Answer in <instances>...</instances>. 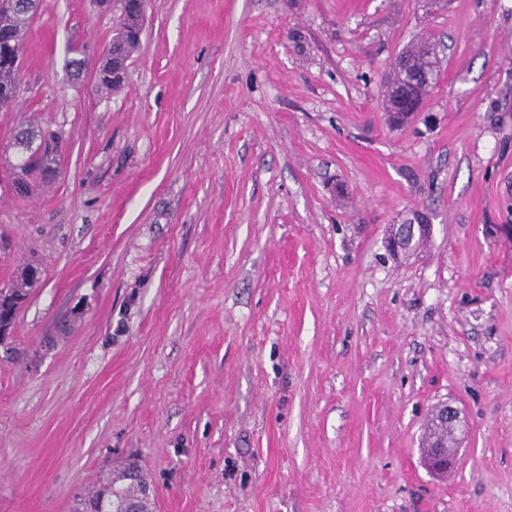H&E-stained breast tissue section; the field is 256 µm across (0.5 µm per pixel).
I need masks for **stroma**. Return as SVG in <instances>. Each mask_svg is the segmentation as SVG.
<instances>
[{"label":"stroma","instance_id":"35a3bbf8","mask_svg":"<svg viewBox=\"0 0 512 512\" xmlns=\"http://www.w3.org/2000/svg\"><path fill=\"white\" fill-rule=\"evenodd\" d=\"M118 27L47 0L0 111V165L18 127L61 138L52 183L0 185V288L40 270L0 344V512H81L130 460L155 512H512V0H150L103 95ZM423 38L440 77L395 127ZM395 65L397 70L401 71L402 82L390 85L385 96V112L393 125H402L419 111L424 95L421 87L426 83L432 84L431 79L436 74L438 66L432 65L431 71L407 55H401ZM417 223V224H415ZM432 232V224H423V220L416 216L403 224H395L386 240V248L390 254L398 257L415 248L414 242L422 235ZM433 417L439 425H443L451 431L455 437V432L459 429L461 423V411L447 402L441 403L435 407ZM457 448L441 441L435 448H427L424 465L432 474L440 477L448 476L456 463Z\"/></svg>","mask_w":512,"mask_h":512}]
</instances>
